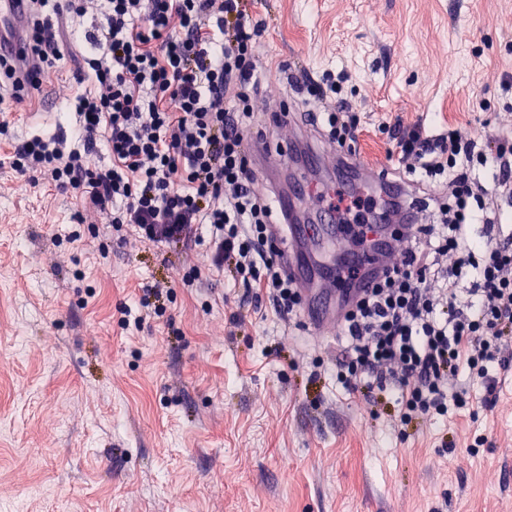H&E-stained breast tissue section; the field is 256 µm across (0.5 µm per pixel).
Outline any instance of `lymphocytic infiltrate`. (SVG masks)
Instances as JSON below:
<instances>
[{
  "label": "lymphocytic infiltrate",
  "instance_id": "f902f5d3",
  "mask_svg": "<svg viewBox=\"0 0 512 512\" xmlns=\"http://www.w3.org/2000/svg\"><path fill=\"white\" fill-rule=\"evenodd\" d=\"M242 0H27L26 84L38 88L63 58L61 39L85 18L92 46L82 56L91 82L63 89L74 110L71 135L14 141L12 170L73 191L78 221H104L144 244L208 240L203 270L230 271L244 287L265 290L284 316L302 306V289L284 265V229L274 203L253 188L245 131L254 121L247 87L256 80V37ZM408 174L442 184L447 202L432 224H408L410 246L386 263L348 305L339 323L336 376L348 388L395 391L401 423L447 415L466 404L460 377L495 391V370L512 367V225L487 239L485 188L474 163L495 161L497 190L512 199V146L487 155L461 129L431 135L419 124L391 130ZM105 164L92 165L98 152Z\"/></svg>",
  "mask_w": 512,
  "mask_h": 512
}]
</instances>
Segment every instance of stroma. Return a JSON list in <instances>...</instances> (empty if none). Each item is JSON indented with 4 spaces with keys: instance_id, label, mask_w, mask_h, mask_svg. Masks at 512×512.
Returning a JSON list of instances; mask_svg holds the SVG:
<instances>
[{
    "instance_id": "1",
    "label": "stroma",
    "mask_w": 512,
    "mask_h": 512,
    "mask_svg": "<svg viewBox=\"0 0 512 512\" xmlns=\"http://www.w3.org/2000/svg\"><path fill=\"white\" fill-rule=\"evenodd\" d=\"M261 32L247 141L322 155L330 201L351 187L304 85L331 75L355 113L357 155L403 174L391 126H448L478 144L512 137V0H247ZM63 60L25 102L0 103L21 139L70 129ZM0 145V512H512V369L497 397L409 426L394 394L367 403L336 379L338 328L281 319L266 293L207 272L206 247L140 245L76 221L74 193L29 185ZM162 315L123 325L145 287Z\"/></svg>"
}]
</instances>
